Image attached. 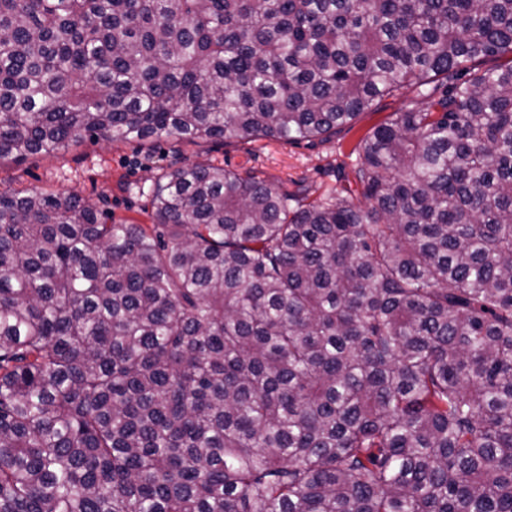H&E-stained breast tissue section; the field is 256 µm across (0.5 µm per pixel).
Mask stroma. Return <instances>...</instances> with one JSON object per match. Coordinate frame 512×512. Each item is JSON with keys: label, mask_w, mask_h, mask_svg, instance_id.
<instances>
[{"label": "stroma", "mask_w": 512, "mask_h": 512, "mask_svg": "<svg viewBox=\"0 0 512 512\" xmlns=\"http://www.w3.org/2000/svg\"><path fill=\"white\" fill-rule=\"evenodd\" d=\"M423 101L416 89L383 98L325 142L207 141L194 145L163 140L143 145L87 138L58 153L34 154L19 165H0V191H75L93 201L105 200L113 222L147 224L153 179L171 162L181 160L251 172L283 184L307 201L332 191L355 199L359 188L350 174L361 139L393 112L420 106Z\"/></svg>", "instance_id": "1"}]
</instances>
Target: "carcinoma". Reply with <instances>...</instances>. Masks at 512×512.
I'll return each instance as SVG.
<instances>
[{
  "label": "carcinoma",
  "instance_id": "carcinoma-1",
  "mask_svg": "<svg viewBox=\"0 0 512 512\" xmlns=\"http://www.w3.org/2000/svg\"><path fill=\"white\" fill-rule=\"evenodd\" d=\"M512 0H0V163L361 141L362 201L180 161L0 192V512H512Z\"/></svg>",
  "mask_w": 512,
  "mask_h": 512
}]
</instances>
